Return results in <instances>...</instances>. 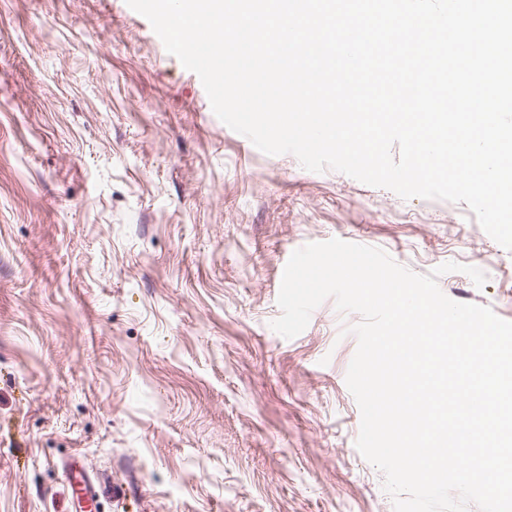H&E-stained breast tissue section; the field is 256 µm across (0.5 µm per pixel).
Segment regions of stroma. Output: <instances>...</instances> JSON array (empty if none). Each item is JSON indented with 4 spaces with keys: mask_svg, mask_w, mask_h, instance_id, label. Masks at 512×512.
Wrapping results in <instances>:
<instances>
[{
    "mask_svg": "<svg viewBox=\"0 0 512 512\" xmlns=\"http://www.w3.org/2000/svg\"><path fill=\"white\" fill-rule=\"evenodd\" d=\"M333 238L512 321V251L466 203L268 155L126 0H0V512H393L356 447L358 340L326 299L271 328ZM62 468L73 491L76 512H98L100 487L96 477L75 456L63 462Z\"/></svg>",
    "mask_w": 512,
    "mask_h": 512,
    "instance_id": "obj_1",
    "label": "stroma"
}]
</instances>
